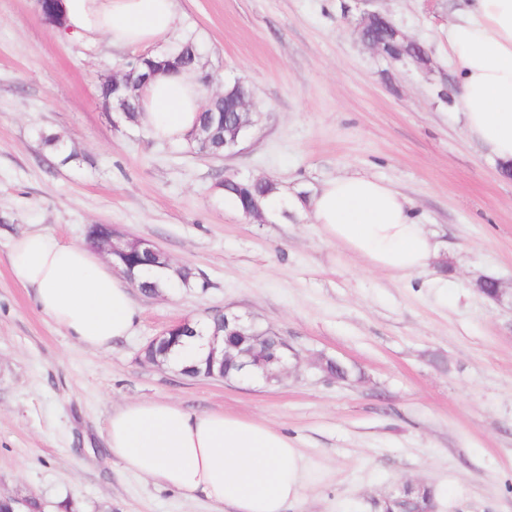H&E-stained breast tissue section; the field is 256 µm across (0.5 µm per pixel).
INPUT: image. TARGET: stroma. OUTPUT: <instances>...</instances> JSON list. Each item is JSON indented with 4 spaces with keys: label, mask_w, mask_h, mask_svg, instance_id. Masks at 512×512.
<instances>
[{
    "label": "stroma",
    "mask_w": 512,
    "mask_h": 512,
    "mask_svg": "<svg viewBox=\"0 0 512 512\" xmlns=\"http://www.w3.org/2000/svg\"><path fill=\"white\" fill-rule=\"evenodd\" d=\"M458 0H374L431 69L362 44V0H180L212 90L242 80L257 122L230 158L113 126L99 97L132 50L56 34L37 0H0V497L76 512H213L124 470L105 443L114 409L138 400L224 411L288 434L318 465L288 512H369L392 485L424 481L437 512H512V179L454 109L448 22ZM55 133L71 157L44 147ZM367 174L405 194L447 245L425 271L370 269L313 222L327 179ZM276 179L301 202L259 224L224 203L218 175ZM112 224L160 248L199 288L132 290L130 336L73 341L16 280L24 231L85 244ZM229 309L286 336L300 355L279 381L192 378L145 360L175 322ZM340 359L350 381L315 357Z\"/></svg>",
    "instance_id": "obj_1"
}]
</instances>
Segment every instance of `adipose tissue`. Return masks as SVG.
<instances>
[{
    "label": "adipose tissue",
    "instance_id": "1",
    "mask_svg": "<svg viewBox=\"0 0 512 512\" xmlns=\"http://www.w3.org/2000/svg\"><path fill=\"white\" fill-rule=\"evenodd\" d=\"M64 34L93 46L147 49L182 41L179 0H58ZM454 105L469 136L512 163V0H460L448 26ZM204 100L198 76L160 72L141 92L139 123L158 141L186 143ZM315 224L367 266L408 275L427 269L442 244L411 202L368 175L326 180L309 202ZM18 282L73 340L104 349L130 335V284L88 248L44 232L10 243ZM105 442L122 467L223 512H285L313 480L315 463L284 432L222 411L190 412L140 400L113 411Z\"/></svg>",
    "mask_w": 512,
    "mask_h": 512
}]
</instances>
